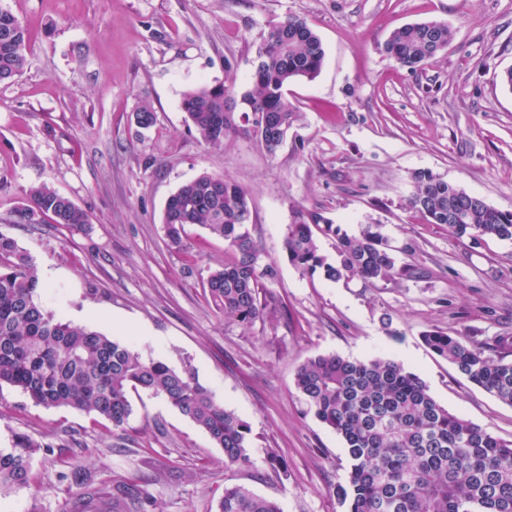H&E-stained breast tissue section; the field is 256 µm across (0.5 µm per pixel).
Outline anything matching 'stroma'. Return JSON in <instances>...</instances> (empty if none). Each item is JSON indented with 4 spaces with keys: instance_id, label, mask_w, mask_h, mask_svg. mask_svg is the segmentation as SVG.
I'll use <instances>...</instances> for the list:
<instances>
[{
    "instance_id": "1",
    "label": "stroma",
    "mask_w": 512,
    "mask_h": 512,
    "mask_svg": "<svg viewBox=\"0 0 512 512\" xmlns=\"http://www.w3.org/2000/svg\"><path fill=\"white\" fill-rule=\"evenodd\" d=\"M28 29L22 75L0 86V233L15 239L47 284L55 318L87 325L199 382L250 427L254 464L227 469L221 449L162 397H134L124 428L69 408L46 409L0 388V448L26 435L41 448L31 488L0 495V512H69L86 488L150 495L146 512H215L229 484L276 499L282 512H342L343 440L307 413L294 385L307 358L387 355L452 413L512 439V406L472 386L425 347L424 332L481 342L512 333V244L474 243L410 209L414 173L429 171L512 211V0H0ZM297 15L319 34V74L290 85L297 118L275 154L251 138L204 145L182 110L185 91L224 81L232 62L247 88L269 24ZM455 30L436 59L412 71L382 50L405 24ZM151 104L156 123L134 114ZM247 192L250 231L276 262L273 291L287 318L245 329L208 303L201 269L224 243L198 225L172 247L169 196L199 174ZM48 184L85 210V231L10 222L30 188ZM317 211L354 233L380 225L399 263L421 278L375 285L304 276L281 248L297 212ZM391 326H384L383 315ZM151 340H144L143 331ZM286 462L271 470L268 452Z\"/></svg>"
}]
</instances>
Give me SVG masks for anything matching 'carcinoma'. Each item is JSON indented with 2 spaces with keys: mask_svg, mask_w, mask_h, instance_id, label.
<instances>
[{
  "mask_svg": "<svg viewBox=\"0 0 512 512\" xmlns=\"http://www.w3.org/2000/svg\"><path fill=\"white\" fill-rule=\"evenodd\" d=\"M452 38V28L443 22L407 24L391 32L383 51L415 71ZM28 42L27 29L0 7V85L23 73ZM324 57L322 41L307 20L288 16L263 33L249 88L237 90L234 68L227 62L224 83L186 91L182 109L205 144L219 147L229 137L245 135L272 155L281 146L278 130L290 129L296 119L286 97L288 85L315 77ZM230 96L244 98L253 110H225ZM409 204L427 223L445 225L458 238L512 243L511 211L474 200L430 171L414 175ZM450 209L459 210L462 223L448 222ZM249 214V197L241 186L222 173H203L168 198L162 217L175 248L182 246L190 224L224 240V264L207 269L202 284L210 305L244 328L287 315L272 291L276 264L252 262V255L264 249L249 230ZM14 215L30 225L49 218L77 231L90 224L84 210L46 184L30 189ZM318 232L335 240L338 263L321 254ZM282 251L304 276L320 270L329 280L357 276L374 284L415 273L397 263L379 225L365 224L349 234L316 211L298 213L286 228ZM44 288L33 258L1 233L0 386L15 388L44 408L95 414L115 429L132 415V395L161 396L223 451L226 466L254 464L250 426L224 408L191 368H173L90 327L56 319L39 300ZM423 341L469 383L512 406V336L502 334L488 344L430 331ZM295 386L307 411L345 442L346 480L336 487L343 512H512V440L449 412L403 364L386 356L317 355L298 367ZM39 448L20 435L13 448L0 449V490L32 486L31 459ZM126 500L142 512L146 498L134 484L121 482L112 494V512H125L121 503ZM216 512L281 508L244 485H230Z\"/></svg>",
  "mask_w": 512,
  "mask_h": 512,
  "instance_id": "1",
  "label": "carcinoma"
}]
</instances>
